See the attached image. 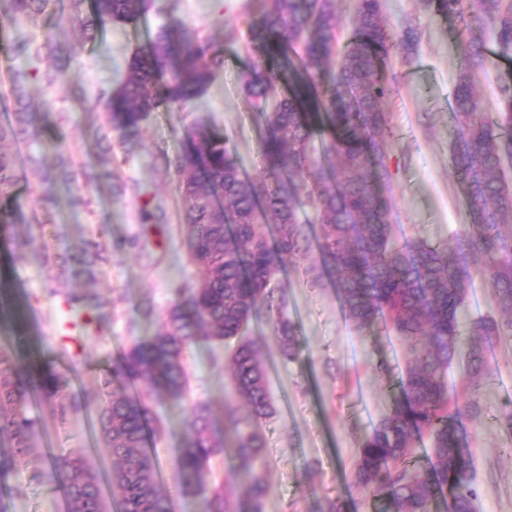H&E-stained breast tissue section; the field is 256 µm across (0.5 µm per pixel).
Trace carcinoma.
I'll return each mask as SVG.
<instances>
[{
	"label": "carcinoma",
	"instance_id": "cac0c4a2",
	"mask_svg": "<svg viewBox=\"0 0 512 512\" xmlns=\"http://www.w3.org/2000/svg\"><path fill=\"white\" fill-rule=\"evenodd\" d=\"M147 0H68L73 26L92 34L112 22L135 23ZM255 20L248 50L254 63L243 90L262 119L263 174H244L227 140L206 130L190 134V147L165 160L184 206V244L200 273L165 312L161 324L135 337L112 363V380L127 389L146 384L176 407L186 392L185 356L199 339L237 340L229 365L233 395L224 404L233 448L216 426L211 406L195 403L176 459L177 489L200 498L205 512H263L268 486L261 475L267 441L256 429L273 412L267 363L260 342L246 336L261 316L279 341L280 354L295 358L299 326L285 316L275 279L285 263L295 264L317 249L327 272L337 275L347 319L361 330L383 325L409 343L415 363L400 378L401 396L361 442L352 474L358 488L388 503V512H432L435 500L451 495V512H474L477 489L472 457L460 428L478 412L473 397L488 386L484 350L512 335V191L504 167L512 161V112L491 122L480 112L474 73L492 60L483 35L495 34L502 52L512 51V0H418L434 15L457 16L464 28L462 62L455 81L451 118V173L469 205V224L453 248L418 238L402 243L390 222L393 199L386 165L390 126L384 104L391 88L382 71L394 48L385 23V0H356L349 39H339L336 0H254ZM9 15L35 18L51 0H6ZM418 35L405 17L399 46L410 51ZM78 46L53 34L33 56L66 76ZM224 59L205 41L189 37L172 22L131 58L107 110L120 129L136 128L167 103H185L205 93ZM293 79L292 90L276 98V77ZM27 69L8 77L13 102L0 124V142L37 136V115L26 103ZM0 153V195L9 197L26 164ZM313 225L312 232L305 225ZM99 242L79 258L87 269L104 260ZM481 275L492 288L500 323L481 316L463 328L466 284ZM77 317L95 308L89 295L68 297ZM471 346L461 401L448 391L447 370L463 345ZM61 391L51 361L29 365L0 352V485L30 448L39 426L33 404L50 403ZM148 404L115 392L96 409L98 430L115 467L110 475L122 512H171L160 491L158 468L145 448L151 421ZM431 439L430 461L411 462L415 444ZM228 453L230 479L242 487L204 481L213 457ZM59 484L68 512H105L99 477L79 458L54 456L33 473Z\"/></svg>",
	"mask_w": 512,
	"mask_h": 512
}]
</instances>
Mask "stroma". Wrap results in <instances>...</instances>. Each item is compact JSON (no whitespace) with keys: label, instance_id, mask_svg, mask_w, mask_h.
Wrapping results in <instances>:
<instances>
[{"label":"stroma","instance_id":"obj_1","mask_svg":"<svg viewBox=\"0 0 512 512\" xmlns=\"http://www.w3.org/2000/svg\"><path fill=\"white\" fill-rule=\"evenodd\" d=\"M391 32L401 16H410L420 39L409 56L394 52L385 75L393 94L385 106L393 131L387 166L393 190L391 222L398 239L426 238L454 244L468 222V204L449 173L454 138L451 105L461 64L459 23L416 8L415 0H387ZM253 18L249 0H153L137 24L107 25L83 39L58 14L32 21L12 19L0 38V85L11 70L32 66L8 46L41 45L47 33L80 43L68 66L69 84L55 79L47 62L35 65L29 83L31 110L42 114L36 140L0 143V152H34L40 167L25 166L14 188L22 208L0 224V348L14 350L25 363L61 359V398L81 403L80 411L60 416L50 405L37 408L41 423L25 464L9 476V512H68L65 497L53 483L32 481L33 468L51 452L82 459L104 478L109 512L120 503L107 480L114 462L99 440L96 408L112 391L108 366L134 337L153 332L157 319L200 275L182 246V201L165 168L155 163L158 151L183 150L197 127L227 139L241 170L261 171L260 117L240 88L252 59L246 51ZM179 21L189 36L211 42L224 57L206 93L188 104L159 108L138 130L114 129L107 99L125 73L136 47L158 29ZM485 49L497 67L477 81L481 111L495 118L500 78L512 72V57L502 56L493 40ZM102 241L106 262L86 272L76 263L90 242ZM70 259L61 273L59 259ZM338 279L321 270L318 252H310L299 270L279 278L288 317L299 326L298 356L282 359L267 322H254L268 364L274 412L258 422L268 443L263 475L268 485L264 512H313L317 501H339L345 512H380L381 505L353 485L351 470L359 441L393 407L397 383L412 359L411 349L393 333L361 331L349 322L338 296ZM96 295L110 319L98 332L73 321L68 295ZM156 317L144 320V300ZM23 323L27 342L13 343L16 323ZM222 345L198 341L187 355L189 383L183 408L139 387L137 394L152 408L160 433L148 448L161 472L163 492L173 512H202L200 499L177 495L175 463L189 408L211 404L223 415L232 394L229 365ZM491 381L478 405V417L465 423L463 436L473 457L478 488L476 512H512V436L497 417L512 405V340L487 349Z\"/></svg>","mask_w":512,"mask_h":512}]
</instances>
